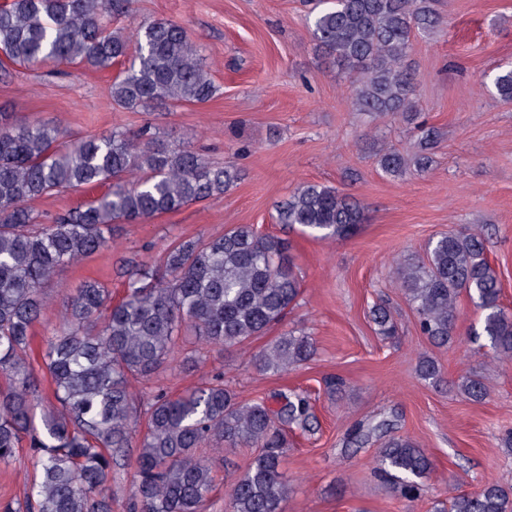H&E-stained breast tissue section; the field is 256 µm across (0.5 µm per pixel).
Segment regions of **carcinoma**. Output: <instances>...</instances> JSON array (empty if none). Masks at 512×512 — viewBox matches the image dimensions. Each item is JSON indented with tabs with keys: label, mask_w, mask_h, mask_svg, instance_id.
Segmentation results:
<instances>
[{
	"label": "carcinoma",
	"mask_w": 512,
	"mask_h": 512,
	"mask_svg": "<svg viewBox=\"0 0 512 512\" xmlns=\"http://www.w3.org/2000/svg\"><path fill=\"white\" fill-rule=\"evenodd\" d=\"M134 0H10L0 7V54L11 63L48 62L107 69L129 54L128 67L112 81V104L149 110L204 105L219 91L187 30L171 20L138 25L128 34L111 19L133 15ZM433 0H330L314 18L313 39L352 75L356 110L378 116L418 118V82L408 58L413 39L439 31ZM495 97L512 101V64L499 67ZM412 153L382 148L383 173L403 178L427 171L438 132L419 126ZM54 120L0 125V465H10L23 441L37 453L39 475L25 507L7 502L0 512H112V469L137 449L133 508L137 512H200L214 488L209 460L198 450L211 442L260 453L234 479L226 512H283L287 487L281 476L286 429H315L309 399L293 392L279 408L239 402L224 382L147 401L144 430L137 432L133 382L148 380L175 360L183 328L205 346L242 345L279 323L297 304L302 281L293 270L290 242L237 225L208 242L170 244L159 270L126 266L127 289L117 302L97 280L79 285L65 301V325L47 337L41 365L27 359L31 333L43 307V284L56 269L112 249V225L138 224L159 214L224 194L238 179L232 165L216 166L187 147H169L157 134L112 132L62 145ZM111 188L90 203L42 224L28 206L48 194ZM364 220L352 197L317 183L298 185L277 208L276 222L316 238L353 235ZM431 342H454L467 296L481 312L480 328L496 358L512 363V309L500 300L486 238L478 228L449 231L423 253L403 257L394 271ZM379 335L399 334L384 301L370 309ZM315 354L312 338L287 332L271 341L257 362L282 375ZM418 376L442 382L438 366L422 359ZM49 377L54 403L36 420L40 384ZM458 389L473 402L488 389L478 374ZM392 421L359 424L347 444L362 448L384 437L375 471L409 503L427 493L432 468L409 436L393 435ZM448 512H512V491L494 479L448 502Z\"/></svg>",
	"instance_id": "carcinoma-1"
}]
</instances>
